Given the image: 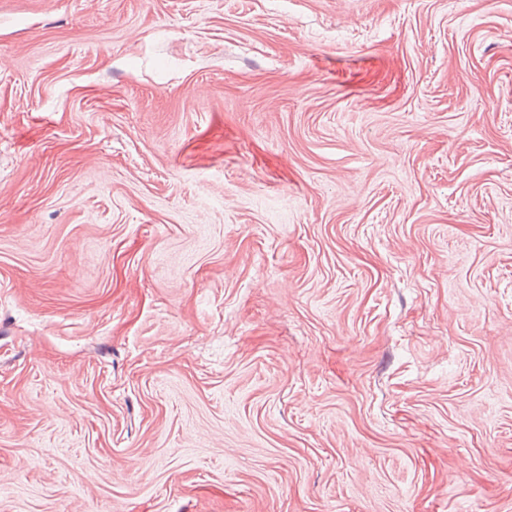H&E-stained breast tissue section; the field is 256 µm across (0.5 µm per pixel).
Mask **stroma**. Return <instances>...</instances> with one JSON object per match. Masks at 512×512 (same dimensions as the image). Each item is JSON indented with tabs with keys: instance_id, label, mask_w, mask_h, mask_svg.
<instances>
[{
	"instance_id": "obj_1",
	"label": "stroma",
	"mask_w": 512,
	"mask_h": 512,
	"mask_svg": "<svg viewBox=\"0 0 512 512\" xmlns=\"http://www.w3.org/2000/svg\"><path fill=\"white\" fill-rule=\"evenodd\" d=\"M0 512H512V0H0Z\"/></svg>"
}]
</instances>
